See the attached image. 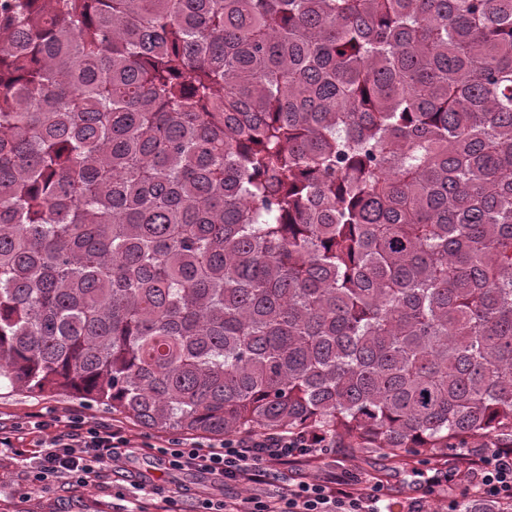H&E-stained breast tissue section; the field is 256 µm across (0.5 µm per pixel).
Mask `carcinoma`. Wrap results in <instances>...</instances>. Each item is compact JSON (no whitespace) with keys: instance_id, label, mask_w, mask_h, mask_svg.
I'll return each mask as SVG.
<instances>
[{"instance_id":"cac0c4a2","label":"carcinoma","mask_w":512,"mask_h":512,"mask_svg":"<svg viewBox=\"0 0 512 512\" xmlns=\"http://www.w3.org/2000/svg\"><path fill=\"white\" fill-rule=\"evenodd\" d=\"M2 380L403 469L512 436V0H0Z\"/></svg>"}]
</instances>
